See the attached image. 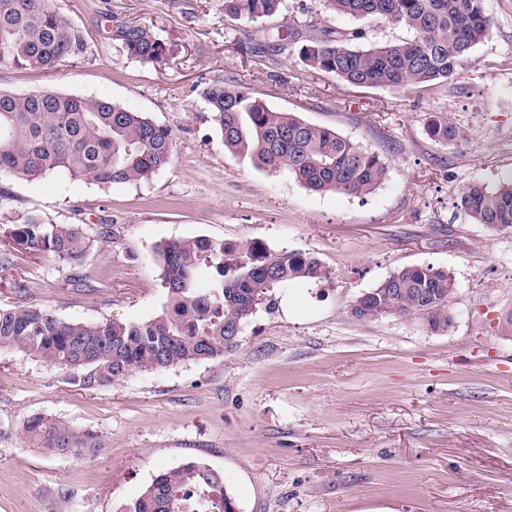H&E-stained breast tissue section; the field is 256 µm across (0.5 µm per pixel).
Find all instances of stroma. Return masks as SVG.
I'll list each match as a JSON object with an SVG mask.
<instances>
[{"label": "stroma", "mask_w": 512, "mask_h": 512, "mask_svg": "<svg viewBox=\"0 0 512 512\" xmlns=\"http://www.w3.org/2000/svg\"><path fill=\"white\" fill-rule=\"evenodd\" d=\"M50 5L82 33L84 59L48 72L0 63V88L105 98L171 127L176 143L170 165L145 182L1 183L11 199L0 226L35 214L112 233L91 238L85 288L69 286L66 265L15 251L32 289L20 298L0 270V307L27 302L81 323L153 319L167 302L159 247L198 237L310 255L331 279L274 288L233 353L95 388L0 349V512H123L156 475L191 459L223 474L239 512H512V338L498 330L512 312V232L456 206L468 184L492 188L512 171V0H485L489 38L452 83L419 93L308 70L263 36L228 30L223 0ZM307 5L315 28H363L367 46L411 36L332 13L324 0H284L282 14ZM116 18L170 43L169 63L128 56L112 38ZM215 80L379 154L387 180L360 197L318 193L229 152L203 98ZM440 115L462 141L427 137ZM411 265L454 277L447 331L352 316L359 295ZM292 293L304 302L288 316ZM36 415L99 434L104 447L91 458L47 453L24 434Z\"/></svg>", "instance_id": "obj_1"}]
</instances>
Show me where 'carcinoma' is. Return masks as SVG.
Wrapping results in <instances>:
<instances>
[{
    "instance_id": "cac0c4a2",
    "label": "carcinoma",
    "mask_w": 512,
    "mask_h": 512,
    "mask_svg": "<svg viewBox=\"0 0 512 512\" xmlns=\"http://www.w3.org/2000/svg\"><path fill=\"white\" fill-rule=\"evenodd\" d=\"M282 6L283 0H224V17L235 25L261 24L279 16ZM326 6L354 20L382 19L412 32L408 40L370 47L358 44L361 32L330 27L304 41L297 19L271 32L306 68L360 87L418 92L448 84L490 34L485 0H326ZM112 32L127 55L143 64L160 66L172 54L146 26L117 21ZM84 53L80 31L49 0H0V63L51 71L63 62L80 61ZM204 99L225 148L260 167L286 169L312 191L367 195L387 178L388 164L381 156L332 129L274 110L238 85L216 80L205 88ZM426 133L443 145L463 138L441 118L430 119ZM174 147L171 128L108 99L53 88L25 94L0 89V181L64 171L74 181L102 185L144 182L170 164ZM456 207L477 224L512 230V175L492 189L467 185ZM89 242V229L82 224H47L30 215L0 229V267L11 266V250H23L66 264L69 282L86 287ZM158 255L168 292L159 316L87 324L36 305L0 309V349L40 358L93 388L134 370H162L232 352L238 348L226 341L232 325H244L273 288L297 279H330L314 257L272 254L254 243L230 248L200 237L168 242ZM203 278L206 288L198 287ZM454 292L448 271L405 267L369 291L353 316L411 317L433 331H446ZM24 432L33 445L54 454L92 457L103 447L99 435L49 417L30 418ZM193 499L200 512H238L223 477L196 460L160 473L124 512H191Z\"/></svg>"
}]
</instances>
